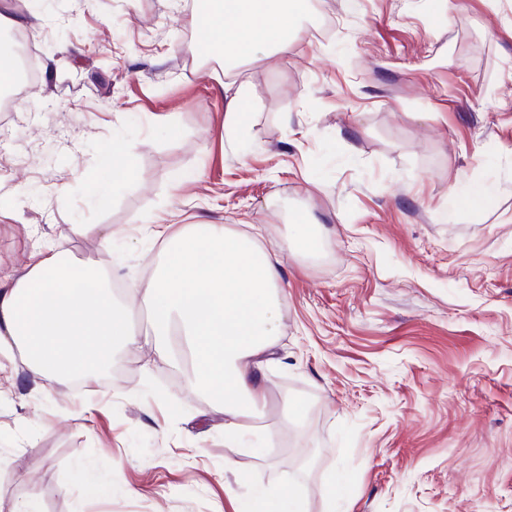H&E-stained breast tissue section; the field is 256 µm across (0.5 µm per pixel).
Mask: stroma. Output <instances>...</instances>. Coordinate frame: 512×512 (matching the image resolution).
<instances>
[{"mask_svg": "<svg viewBox=\"0 0 512 512\" xmlns=\"http://www.w3.org/2000/svg\"><path fill=\"white\" fill-rule=\"evenodd\" d=\"M192 7L0 0L41 39L34 90L0 116V276L41 246L141 286L150 225L261 227L286 300L263 455L225 447L223 412L150 346L78 392L17 354L0 512H234L289 484L303 512H512V0H316L328 32L307 18L229 73L187 40ZM232 82L249 86L235 137ZM474 180L488 207L449 213ZM305 214L325 246L306 257ZM224 99H227L224 113V130L234 136L243 132L248 123L249 112L244 109L246 86L236 83L225 84ZM294 226V249L300 254L309 255L321 247V230L318 225L307 221H297Z\"/></svg>", "mask_w": 512, "mask_h": 512, "instance_id": "obj_1", "label": "stroma"}]
</instances>
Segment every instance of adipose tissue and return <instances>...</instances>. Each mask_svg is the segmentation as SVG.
<instances>
[{
	"instance_id": "obj_1",
	"label": "adipose tissue",
	"mask_w": 512,
	"mask_h": 512,
	"mask_svg": "<svg viewBox=\"0 0 512 512\" xmlns=\"http://www.w3.org/2000/svg\"><path fill=\"white\" fill-rule=\"evenodd\" d=\"M193 22L202 55L221 51L225 69L291 47L311 0H209ZM161 267L130 298L117 299L94 269L76 279L62 253L32 254L27 272L0 279V356L19 351L29 372L52 384H89L121 353L148 343L167 354L185 341L191 382L224 410L226 447L259 454L247 425L267 403L265 369L281 332L284 296L279 262L257 238L220 224H157ZM150 307L151 330L130 325L134 303Z\"/></svg>"
}]
</instances>
